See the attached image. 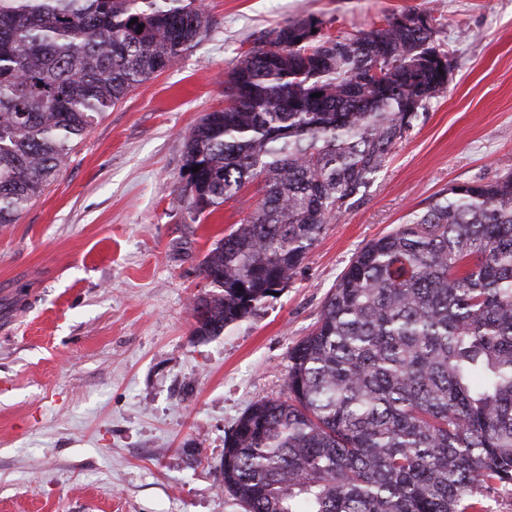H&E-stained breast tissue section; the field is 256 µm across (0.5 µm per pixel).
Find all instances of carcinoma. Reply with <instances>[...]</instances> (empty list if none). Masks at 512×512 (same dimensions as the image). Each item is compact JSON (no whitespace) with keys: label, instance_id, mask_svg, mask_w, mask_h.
<instances>
[{"label":"carcinoma","instance_id":"1","mask_svg":"<svg viewBox=\"0 0 512 512\" xmlns=\"http://www.w3.org/2000/svg\"><path fill=\"white\" fill-rule=\"evenodd\" d=\"M210 27L198 0H0V224ZM437 54L434 25L399 16L357 35L298 18L240 54L185 137L182 191L196 217L254 182L260 198L203 260L192 336L288 287L448 87ZM219 476L245 512H487L512 488V171L449 186L354 256Z\"/></svg>","mask_w":512,"mask_h":512}]
</instances>
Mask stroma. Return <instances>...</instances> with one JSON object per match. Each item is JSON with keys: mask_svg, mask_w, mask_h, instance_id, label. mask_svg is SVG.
<instances>
[{"mask_svg": "<svg viewBox=\"0 0 512 512\" xmlns=\"http://www.w3.org/2000/svg\"><path fill=\"white\" fill-rule=\"evenodd\" d=\"M180 62L108 109L17 223L0 225V512H244L217 473L244 411L284 391L288 350L372 239L454 183L512 170V0H203ZM428 12L447 90L364 201L327 225L288 288L218 336L191 335L200 265L258 196L200 221L184 137L223 108L261 33L314 15L330 33Z\"/></svg>", "mask_w": 512, "mask_h": 512, "instance_id": "stroma-1", "label": "stroma"}]
</instances>
